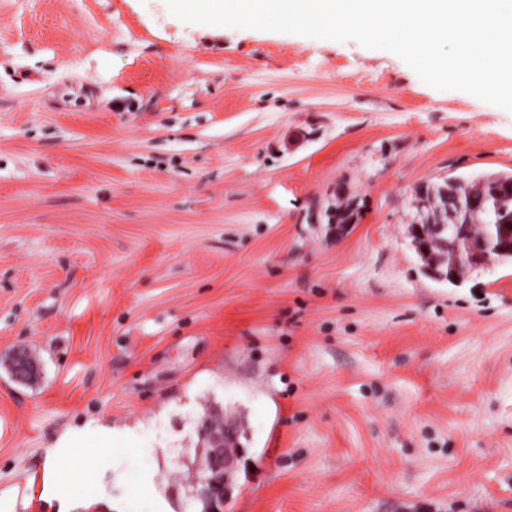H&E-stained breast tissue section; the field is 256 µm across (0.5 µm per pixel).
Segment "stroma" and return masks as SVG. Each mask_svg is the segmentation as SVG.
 Wrapping results in <instances>:
<instances>
[{
	"label": "stroma",
	"instance_id": "1",
	"mask_svg": "<svg viewBox=\"0 0 512 512\" xmlns=\"http://www.w3.org/2000/svg\"><path fill=\"white\" fill-rule=\"evenodd\" d=\"M491 173L512 113L392 53L0 0V512H192L214 409L224 512H512V260L439 281L406 234ZM12 374L15 379L20 381H27L35 379L40 370V366L37 361L21 350H15L11 354ZM205 440L204 462L201 466L205 478L200 493L211 504V512H223L224 503L232 491L233 477L245 454L239 442V427L232 419L224 418L218 431L213 427L201 429Z\"/></svg>",
	"mask_w": 512,
	"mask_h": 512
}]
</instances>
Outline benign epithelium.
I'll return each mask as SVG.
<instances>
[{
    "label": "benign epithelium",
    "mask_w": 512,
    "mask_h": 512,
    "mask_svg": "<svg viewBox=\"0 0 512 512\" xmlns=\"http://www.w3.org/2000/svg\"><path fill=\"white\" fill-rule=\"evenodd\" d=\"M413 207L421 214L429 211L427 223L408 225L407 235L423 262L424 270L433 278L444 279L440 258L434 251L436 246L457 256L466 253L475 267H488L505 256L512 257V230L497 244L491 237L479 233L482 208L474 200L472 190L464 194L445 190L439 201L424 183L415 193ZM445 228L448 229V241L444 243L439 234ZM11 364L12 374L17 380L34 379L39 374L37 361L20 350L11 353ZM201 434L205 448L200 493L210 501L211 512H223L224 503L232 491L233 477L245 454L239 442V427L234 420L226 419L220 429H203Z\"/></svg>",
    "instance_id": "benign-epithelium-1"
}]
</instances>
